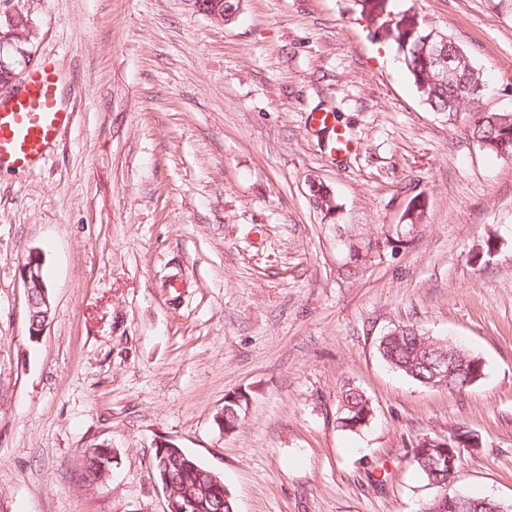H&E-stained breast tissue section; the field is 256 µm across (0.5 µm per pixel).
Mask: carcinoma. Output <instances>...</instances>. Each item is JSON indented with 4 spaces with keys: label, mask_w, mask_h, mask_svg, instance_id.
I'll return each mask as SVG.
<instances>
[{
    "label": "carcinoma",
    "mask_w": 512,
    "mask_h": 512,
    "mask_svg": "<svg viewBox=\"0 0 512 512\" xmlns=\"http://www.w3.org/2000/svg\"><path fill=\"white\" fill-rule=\"evenodd\" d=\"M434 32L425 21H420L418 31L403 45V35L396 39L401 62L417 91L434 112H446L448 116L465 113L468 131L472 138L488 153L497 157L501 152L512 155V113L486 112L481 106L485 82L481 72L470 60L461 65L457 79L450 83L440 77L429 57L423 52V43ZM35 307L27 316V323L42 321L48 312L39 289H32ZM424 336L419 329L405 325L400 336L389 340L379 352L394 370L427 385L432 379L428 361L419 349ZM340 426L354 431L369 420L372 408L369 401L355 389L342 391ZM249 400L224 402V427L232 430L245 416ZM443 448L414 449L416 467L428 484L442 489V494L426 503L422 512H475L477 498L466 493L448 489L444 473L448 468V457ZM112 463V451L103 447L85 450L84 480L90 485L103 480ZM153 467L163 486L175 491L178 496L190 495L194 508L190 512H236L235 504L227 489L218 493L213 490L210 470L180 448H157L153 456Z\"/></svg>",
    "instance_id": "1"
}]
</instances>
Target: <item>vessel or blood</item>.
I'll return each instance as SVG.
<instances>
[{"label": "vessel or blood", "mask_w": 512, "mask_h": 512, "mask_svg": "<svg viewBox=\"0 0 512 512\" xmlns=\"http://www.w3.org/2000/svg\"><path fill=\"white\" fill-rule=\"evenodd\" d=\"M61 76L52 66L33 68L13 96L0 99V171L39 169L70 127Z\"/></svg>", "instance_id": "obj_1"}]
</instances>
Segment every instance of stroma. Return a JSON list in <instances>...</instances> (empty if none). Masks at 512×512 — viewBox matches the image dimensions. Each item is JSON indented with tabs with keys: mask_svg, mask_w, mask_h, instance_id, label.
<instances>
[{
	"mask_svg": "<svg viewBox=\"0 0 512 512\" xmlns=\"http://www.w3.org/2000/svg\"><path fill=\"white\" fill-rule=\"evenodd\" d=\"M16 6L74 120L40 170L0 174V512H164V442L236 512H421L440 490L413 448L464 432L456 488L512 505V159L428 107L360 0H241L228 24L196 0ZM387 8L450 36L485 110L512 112V0ZM311 112L335 113L345 154ZM33 252L52 304L35 342ZM398 324L464 346L482 378L393 371L378 344ZM347 384L373 407L356 433L337 422ZM98 446L111 473L90 485ZM42 267L41 258L37 254H30L28 257V262L26 265H23V271H22V279L24 283V287L26 289V296H27V313L29 310L32 309V296H31V290L32 295L35 299V307L32 309L30 315L27 316V331L28 335H30V327L35 322H41L43 317L42 315L44 313H48V318H50L51 314V306L50 310L48 309L47 305V293L46 289H43V297H44V303L42 293L38 288H45L43 281L41 279L40 270ZM31 288V290H30ZM46 303V304H45ZM32 323V324H31ZM112 463V451L94 447L85 450L84 480L90 485L101 482Z\"/></svg>",
	"mask_w": 512,
	"mask_h": 512,
	"instance_id": "1",
	"label": "stroma"
}]
</instances>
